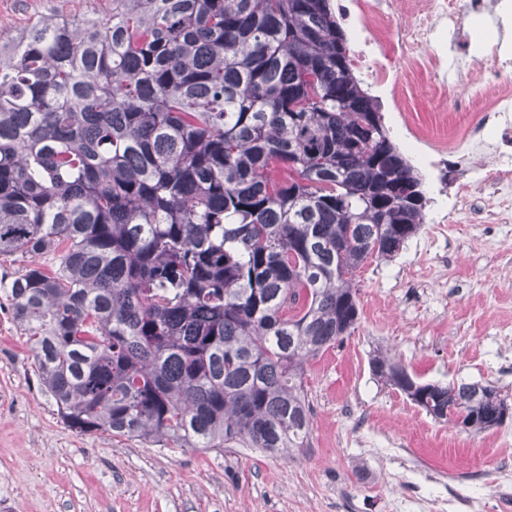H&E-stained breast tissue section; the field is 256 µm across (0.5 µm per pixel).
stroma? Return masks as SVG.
I'll return each instance as SVG.
<instances>
[{
    "mask_svg": "<svg viewBox=\"0 0 512 512\" xmlns=\"http://www.w3.org/2000/svg\"><path fill=\"white\" fill-rule=\"evenodd\" d=\"M112 0H0V37L61 12L97 17ZM360 323L310 362L309 448L271 457L242 444L164 448L81 434L39 385L34 354L0 308V512H426L465 495L512 512V419L473 436L377 381L388 351L422 382L491 383L512 405V223L422 225L357 273Z\"/></svg>",
    "mask_w": 512,
    "mask_h": 512,
    "instance_id": "35a3bbf8",
    "label": "stroma"
}]
</instances>
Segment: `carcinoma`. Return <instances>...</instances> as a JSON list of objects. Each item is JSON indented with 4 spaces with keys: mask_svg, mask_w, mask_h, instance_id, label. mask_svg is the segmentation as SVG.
<instances>
[{
    "mask_svg": "<svg viewBox=\"0 0 512 512\" xmlns=\"http://www.w3.org/2000/svg\"><path fill=\"white\" fill-rule=\"evenodd\" d=\"M427 204L329 0H112L0 44V255L33 258L0 292L80 433L308 447L306 365ZM369 367L436 420L499 426L491 384Z\"/></svg>",
    "mask_w": 512,
    "mask_h": 512,
    "instance_id": "cac0c4a2",
    "label": "carcinoma"
}]
</instances>
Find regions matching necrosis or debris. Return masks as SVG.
Segmentation results:
<instances>
[{
    "label": "necrosis or debris",
    "mask_w": 512,
    "mask_h": 512,
    "mask_svg": "<svg viewBox=\"0 0 512 512\" xmlns=\"http://www.w3.org/2000/svg\"><path fill=\"white\" fill-rule=\"evenodd\" d=\"M353 30V70L388 94L390 109L408 113L417 94L439 100L457 90L462 140L430 142L443 181L468 177L448 198L442 223L479 215V199L512 211V0H341Z\"/></svg>",
    "instance_id": "necrosis-or-debris-1"
}]
</instances>
